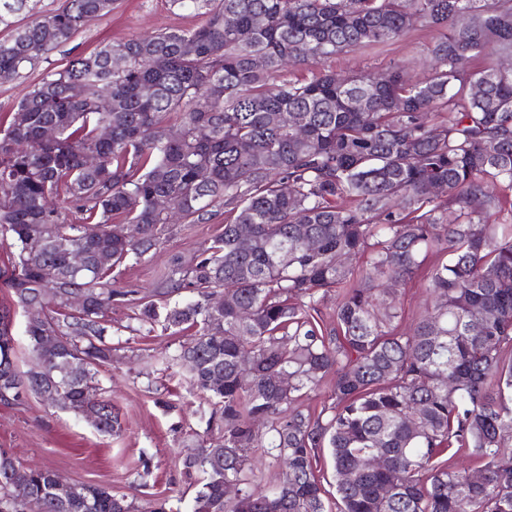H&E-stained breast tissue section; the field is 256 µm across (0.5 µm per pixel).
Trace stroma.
<instances>
[{
    "instance_id": "stroma-1",
    "label": "stroma",
    "mask_w": 512,
    "mask_h": 512,
    "mask_svg": "<svg viewBox=\"0 0 512 512\" xmlns=\"http://www.w3.org/2000/svg\"><path fill=\"white\" fill-rule=\"evenodd\" d=\"M197 22V16L173 7L170 0H118L116 9L86 21L46 59L20 77L0 82V120H7L47 71L64 68L75 56L135 33L188 28ZM435 36L433 30L414 26L383 46L338 54L326 66L353 74L383 71L402 63L418 78L421 55ZM223 230L224 209L219 206L209 223L182 225L156 253L117 273L118 286L147 290L164 270L169 254L197 252ZM105 318L112 326V359L96 370L119 414L120 429L100 434L81 415L32 394L18 405L0 404V448L21 467L42 466L68 482L98 485L113 494L134 497L139 507L163 500L169 512H193L197 482L183 474L179 454L221 435L223 425L211 422L210 402L182 368L164 371L156 362L157 357L176 354L192 334L141 326L126 302L113 303Z\"/></svg>"
}]
</instances>
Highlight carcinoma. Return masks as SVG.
Here are the masks:
<instances>
[{
    "mask_svg": "<svg viewBox=\"0 0 512 512\" xmlns=\"http://www.w3.org/2000/svg\"><path fill=\"white\" fill-rule=\"evenodd\" d=\"M38 2L0 0V81L115 0L37 17ZM172 2L202 21L73 58L0 129V239L12 248L0 285L43 311L27 323L20 373L0 309V402L53 386L51 404L117 431L95 365L112 360L105 311L137 290L115 287L112 270L222 204L224 232L171 257L135 312L151 328L196 329L175 360L224 421V436L181 458L188 478L203 475L194 512H328L322 451L336 512H512V69L497 60L512 56V0ZM411 17L439 30L423 77L399 64L383 83L320 68L402 37ZM480 57L489 64L471 68ZM296 66L316 72L286 78ZM48 127L56 139H43ZM116 220L136 236L111 232ZM242 228L262 246L242 250ZM428 260L426 298L402 331L398 286ZM327 383L332 403L316 411L310 396ZM254 448L278 468L263 487ZM57 477L1 449L0 512H138L104 488L60 492ZM228 481L238 495L226 499Z\"/></svg>",
    "mask_w": 512,
    "mask_h": 512,
    "instance_id": "cac0c4a2",
    "label": "carcinoma"
}]
</instances>
